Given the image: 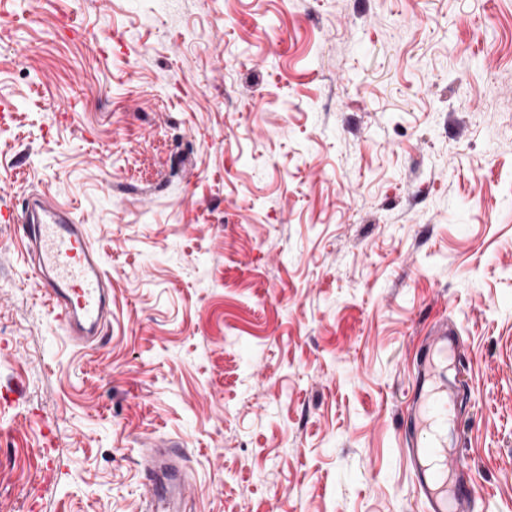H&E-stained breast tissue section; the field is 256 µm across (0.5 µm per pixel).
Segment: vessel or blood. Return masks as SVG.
Segmentation results:
<instances>
[{
	"instance_id": "vessel-or-blood-1",
	"label": "vessel or blood",
	"mask_w": 512,
	"mask_h": 512,
	"mask_svg": "<svg viewBox=\"0 0 512 512\" xmlns=\"http://www.w3.org/2000/svg\"><path fill=\"white\" fill-rule=\"evenodd\" d=\"M24 219L33 284L53 321L78 344L100 343L112 314V279L83 219L43 194L31 197ZM460 347L457 329L442 318L429 329L414 361L405 453L426 512H472L479 495L470 465L456 448L463 386L448 366L458 363ZM186 457V450L171 442L140 449L145 499L153 512H176L190 487Z\"/></svg>"
}]
</instances>
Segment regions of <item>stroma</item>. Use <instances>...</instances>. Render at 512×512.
<instances>
[{
  "instance_id": "35a3bbf8",
  "label": "stroma",
  "mask_w": 512,
  "mask_h": 512,
  "mask_svg": "<svg viewBox=\"0 0 512 512\" xmlns=\"http://www.w3.org/2000/svg\"><path fill=\"white\" fill-rule=\"evenodd\" d=\"M0 512H423L413 360L461 336L475 512H512V0H0ZM88 226L73 347L23 203ZM24 219L33 284L53 321L76 343L99 344L112 315V278L87 224L44 194L31 197ZM166 443L156 448H140L138 465L144 475L145 499L154 512H175L179 500L190 488L185 465L186 448Z\"/></svg>"
}]
</instances>
